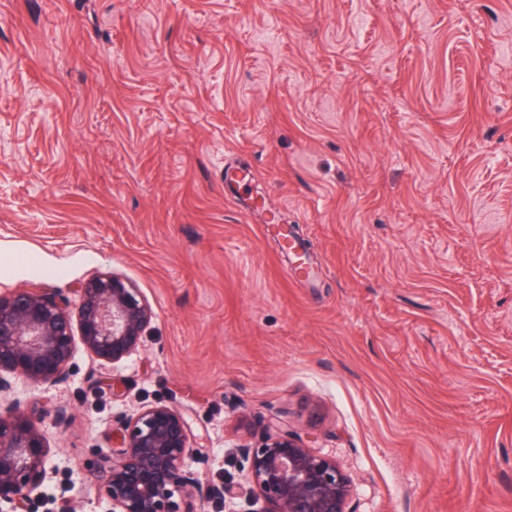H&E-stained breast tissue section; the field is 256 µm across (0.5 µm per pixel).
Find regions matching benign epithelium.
<instances>
[{
  "instance_id": "obj_1",
  "label": "benign epithelium",
  "mask_w": 512,
  "mask_h": 512,
  "mask_svg": "<svg viewBox=\"0 0 512 512\" xmlns=\"http://www.w3.org/2000/svg\"><path fill=\"white\" fill-rule=\"evenodd\" d=\"M151 319L137 289L113 274L83 284L75 301L44 288L0 295V372L54 386L69 376L75 336L95 355L120 361L138 349ZM42 414L18 405L0 413V502L13 512H28L41 492L47 454L36 421ZM269 428L273 434L263 443L242 449L250 480H225L224 499L261 498L265 512H345L349 484L336 462L314 453L280 418ZM190 433L180 411L150 406L123 422L117 446L95 452L88 479L112 512H194L191 504L207 499L210 489L190 469Z\"/></svg>"
}]
</instances>
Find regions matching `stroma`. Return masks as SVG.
<instances>
[{"instance_id": "obj_1", "label": "stroma", "mask_w": 512, "mask_h": 512, "mask_svg": "<svg viewBox=\"0 0 512 512\" xmlns=\"http://www.w3.org/2000/svg\"><path fill=\"white\" fill-rule=\"evenodd\" d=\"M103 274L137 352L0 392L47 409L31 512H112L85 465L158 402L212 488L277 415L345 512H512V0H0V293Z\"/></svg>"}]
</instances>
